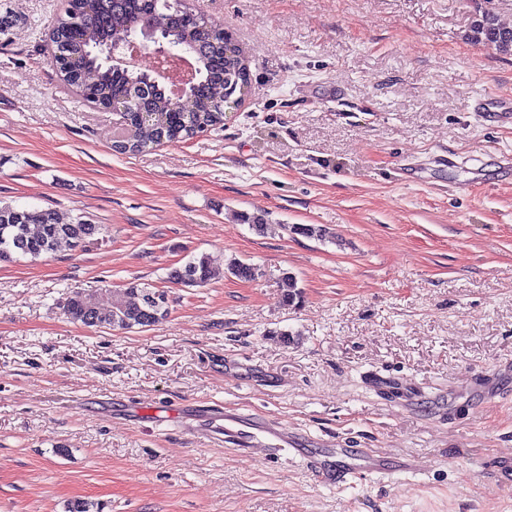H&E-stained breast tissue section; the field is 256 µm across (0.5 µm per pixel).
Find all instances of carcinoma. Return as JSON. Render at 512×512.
<instances>
[{
    "label": "carcinoma",
    "instance_id": "cac0c4a2",
    "mask_svg": "<svg viewBox=\"0 0 512 512\" xmlns=\"http://www.w3.org/2000/svg\"><path fill=\"white\" fill-rule=\"evenodd\" d=\"M148 29L167 42L170 54L197 60L188 96H172L167 88L151 82L144 71L118 69L108 63L104 52L113 44L115 33L121 31L133 40ZM465 39L500 54H512V27L493 12L475 14ZM50 42L52 65L83 100L103 108L116 102L125 108L122 117L127 138L122 144H113V150L121 155H136L222 127L228 96L249 84L240 49L229 47L232 39L224 37V29L186 0H66L64 11L53 21ZM104 233L103 224L81 217L64 223L50 208L0 205V261L16 256L36 260L63 248L83 250L98 243ZM213 265L208 255L195 257L171 271L169 279L185 286L204 284ZM251 267L236 258L227 263L228 272L241 281L253 280ZM155 294L145 286L108 288L101 302L93 303L72 291L64 309L69 318L88 327L146 329L168 314V300L157 302ZM281 295L286 306L301 298L296 277L290 272L281 278Z\"/></svg>",
    "mask_w": 512,
    "mask_h": 512
}]
</instances>
